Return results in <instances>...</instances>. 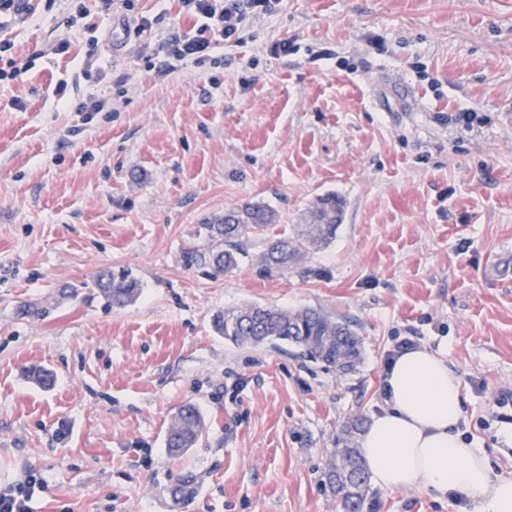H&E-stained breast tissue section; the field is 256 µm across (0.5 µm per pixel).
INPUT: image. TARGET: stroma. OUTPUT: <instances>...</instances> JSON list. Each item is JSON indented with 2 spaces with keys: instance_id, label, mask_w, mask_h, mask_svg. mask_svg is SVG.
<instances>
[{
  "instance_id": "1",
  "label": "stroma",
  "mask_w": 512,
  "mask_h": 512,
  "mask_svg": "<svg viewBox=\"0 0 512 512\" xmlns=\"http://www.w3.org/2000/svg\"><path fill=\"white\" fill-rule=\"evenodd\" d=\"M134 4L56 0L9 29L25 71L0 82V490L41 478L33 512H341L325 460L381 412L405 339L445 352L468 447L512 476V404H494L512 393V0H282L202 67L161 48L194 24L179 0ZM89 99L103 111L75 112ZM329 193L333 241L268 274L266 236ZM248 202L276 220L217 270L204 225ZM103 269L136 301L107 306ZM245 305L352 321L364 362L340 376L217 335ZM188 402L207 430L175 458ZM179 472L197 478L185 509ZM363 512L480 506L373 486ZM197 491L196 478L189 473L178 474L169 488L171 497L177 505L191 501Z\"/></svg>"
}]
</instances>
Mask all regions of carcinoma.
I'll use <instances>...</instances> for the list:
<instances>
[{"mask_svg": "<svg viewBox=\"0 0 512 512\" xmlns=\"http://www.w3.org/2000/svg\"><path fill=\"white\" fill-rule=\"evenodd\" d=\"M342 202L327 194L311 206L308 224L296 235L267 239L264 262L271 273L282 274L300 255L326 246L336 236L341 223ZM274 211L262 203H247L224 211L205 229L213 241L210 261L218 270H232L240 261V238L262 232L274 221ZM97 286L114 308L135 301L138 282L125 275L102 272ZM215 331L234 344L282 343L294 346L310 361L341 374L355 371L363 360V339L351 322L333 317L317 307L288 310L276 306H245L226 309L213 318ZM364 419L355 417L342 428L336 448L325 463L323 482L339 500L343 512H362L368 492L369 475L355 435L362 432ZM206 432L205 419L198 408L182 405L169 427L166 448L176 457L194 447ZM197 491L196 478L178 474L169 488L178 505L191 501Z\"/></svg>", "mask_w": 512, "mask_h": 512, "instance_id": "obj_1", "label": "carcinoma"}]
</instances>
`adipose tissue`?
Masks as SVG:
<instances>
[{
    "label": "adipose tissue",
    "instance_id": "adipose-tissue-1",
    "mask_svg": "<svg viewBox=\"0 0 512 512\" xmlns=\"http://www.w3.org/2000/svg\"><path fill=\"white\" fill-rule=\"evenodd\" d=\"M462 418L460 382L444 353L417 346L397 354L387 369L385 407L361 439L373 483L512 512V478H492L487 458L467 447Z\"/></svg>",
    "mask_w": 512,
    "mask_h": 512
}]
</instances>
